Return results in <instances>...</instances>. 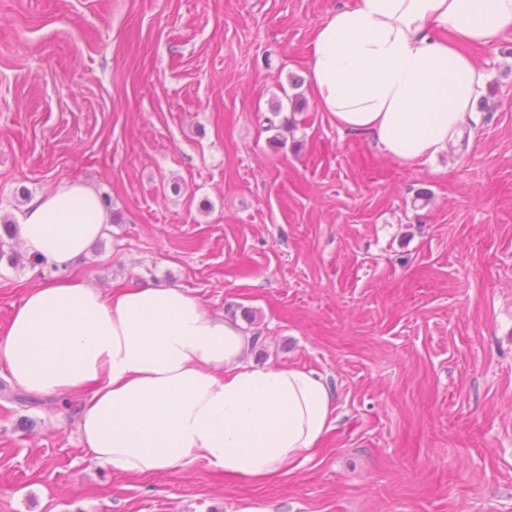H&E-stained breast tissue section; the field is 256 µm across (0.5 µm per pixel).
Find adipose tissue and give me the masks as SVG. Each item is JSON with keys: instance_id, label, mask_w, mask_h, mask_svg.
<instances>
[{"instance_id": "adipose-tissue-1", "label": "adipose tissue", "mask_w": 512, "mask_h": 512, "mask_svg": "<svg viewBox=\"0 0 512 512\" xmlns=\"http://www.w3.org/2000/svg\"><path fill=\"white\" fill-rule=\"evenodd\" d=\"M512 30V0H355L314 31L317 107L403 164L473 133L486 75L470 47ZM29 254L64 268L103 236L97 193L64 182L16 214ZM253 338L178 288L110 294L85 280L27 292L0 337V363L35 395L89 390L78 432L114 472H182L197 460L263 482L300 468L336 417L327 381L299 365L249 362Z\"/></svg>"}]
</instances>
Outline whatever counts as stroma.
<instances>
[{"label": "stroma", "instance_id": "1", "mask_svg": "<svg viewBox=\"0 0 512 512\" xmlns=\"http://www.w3.org/2000/svg\"><path fill=\"white\" fill-rule=\"evenodd\" d=\"M353 0H0V213L110 195L70 275L170 285L303 365L339 421L294 473L93 464L84 400L0 365V512H512V32L473 136L415 167L319 111L315 28ZM51 264L0 262V335Z\"/></svg>", "mask_w": 512, "mask_h": 512}]
</instances>
